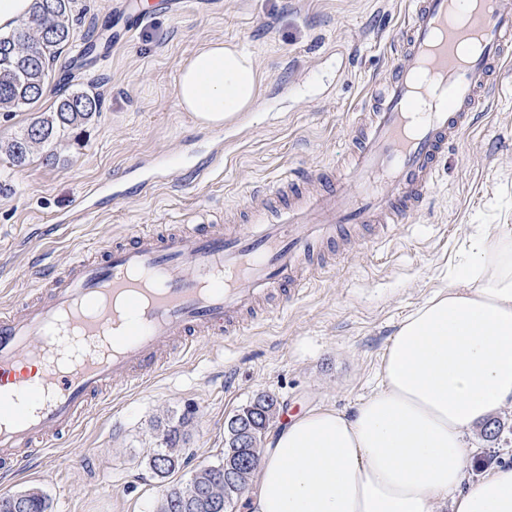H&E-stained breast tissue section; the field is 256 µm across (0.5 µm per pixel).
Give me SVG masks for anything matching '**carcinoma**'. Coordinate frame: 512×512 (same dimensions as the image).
I'll list each match as a JSON object with an SVG mask.
<instances>
[{"label": "carcinoma", "instance_id": "cac0c4a2", "mask_svg": "<svg viewBox=\"0 0 512 512\" xmlns=\"http://www.w3.org/2000/svg\"><path fill=\"white\" fill-rule=\"evenodd\" d=\"M76 0H35L32 14L11 33L0 35V112H15L38 101L49 79L50 64L73 38L72 15ZM101 110L99 95L85 90H65L53 110L32 118L25 131L4 145L12 165L24 166L36 146L46 149L45 160H58L57 143L92 121ZM275 405L272 396L261 394L236 410L227 421L224 452L215 464L203 465L182 483L168 487L157 512H231L247 490L252 475L224 469V464L249 455L259 447ZM179 425L162 430L158 448L149 459L161 477L180 469L184 433ZM221 485L215 498L210 488ZM48 496L31 488L0 496V512H50Z\"/></svg>", "mask_w": 512, "mask_h": 512}]
</instances>
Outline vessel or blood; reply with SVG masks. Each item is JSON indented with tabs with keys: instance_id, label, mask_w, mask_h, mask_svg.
Masks as SVG:
<instances>
[{
	"instance_id": "1",
	"label": "vessel or blood",
	"mask_w": 512,
	"mask_h": 512,
	"mask_svg": "<svg viewBox=\"0 0 512 512\" xmlns=\"http://www.w3.org/2000/svg\"><path fill=\"white\" fill-rule=\"evenodd\" d=\"M412 4L344 179L311 193L289 182L282 206L257 195L239 226L137 230L101 260L54 274L53 288L0 308V468L16 473L49 453L104 389L147 382L163 343L187 350L248 329L257 302L298 294L308 263L340 245L348 225L396 224L422 203L449 143L503 90L512 0Z\"/></svg>"
}]
</instances>
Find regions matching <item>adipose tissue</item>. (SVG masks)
<instances>
[{
  "mask_svg": "<svg viewBox=\"0 0 512 512\" xmlns=\"http://www.w3.org/2000/svg\"><path fill=\"white\" fill-rule=\"evenodd\" d=\"M259 92L256 59L212 40L184 59L180 111L220 127ZM512 407V230L486 226L398 325L353 413L318 406L268 432L249 512H512V464L468 482L471 428Z\"/></svg>",
  "mask_w": 512,
  "mask_h": 512,
  "instance_id": "ef3b65f1",
  "label": "adipose tissue"
}]
</instances>
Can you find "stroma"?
<instances>
[{
    "instance_id": "obj_1",
    "label": "stroma",
    "mask_w": 512,
    "mask_h": 512,
    "mask_svg": "<svg viewBox=\"0 0 512 512\" xmlns=\"http://www.w3.org/2000/svg\"><path fill=\"white\" fill-rule=\"evenodd\" d=\"M149 9L131 27L114 0H77L75 39L53 65L93 88L102 109L57 164L34 151L22 167L0 152V306L39 292L42 267L96 259L116 239L147 227L164 234L195 223L241 224L258 190L283 179L316 188L325 170L347 169L356 132L400 41L409 0H130ZM112 24L104 56L77 65L87 36ZM253 52L260 70L251 109L223 127L179 111L181 61L212 40ZM49 82L33 108L0 112V143L53 107ZM220 163L210 165L215 151ZM512 225V96L478 110L439 164L430 193L402 223L380 233L354 225L334 269L238 336H213L164 364L150 381L88 407L58 458L0 476V494L38 488L51 512H156L168 486L224 450L227 419L256 396L279 410L330 406L349 412L379 382L396 327L446 284L473 225ZM186 416L183 464L157 476L149 459L172 419ZM497 438L468 437L469 476L512 463V410Z\"/></svg>"
}]
</instances>
